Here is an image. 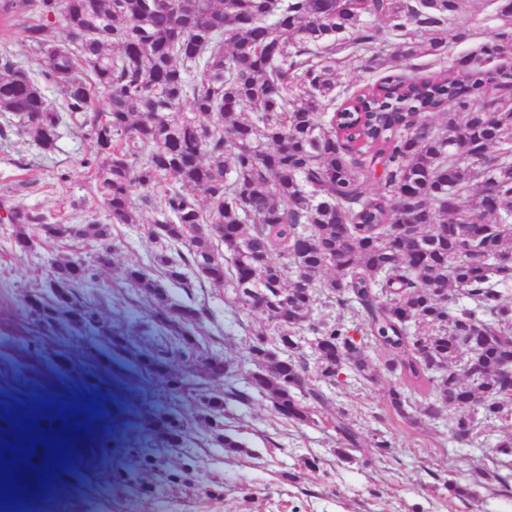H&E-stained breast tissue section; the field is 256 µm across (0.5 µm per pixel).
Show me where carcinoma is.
I'll return each mask as SVG.
<instances>
[{"instance_id": "1", "label": "carcinoma", "mask_w": 512, "mask_h": 512, "mask_svg": "<svg viewBox=\"0 0 512 512\" xmlns=\"http://www.w3.org/2000/svg\"><path fill=\"white\" fill-rule=\"evenodd\" d=\"M463 0H0V18L23 27L33 67L0 56V112L43 150L68 120L87 132L84 160L113 224L136 223L137 205L158 215L150 234L169 252L157 267L127 265L123 279L154 301L159 339L136 352L171 397L204 412L213 441L243 447L224 431V401H250L227 359L197 339L207 309L195 281L224 287L232 311L258 299L280 341L263 332L248 346L251 386L285 420L308 422L324 404L316 385L347 366L371 381L375 369L341 323H313L315 290L353 310L383 366L399 375L390 409L409 416L405 389L423 393V415L446 407L451 433L473 438L471 411L509 421L512 382V0H496L493 36L465 54L450 40ZM66 32L46 35L44 20ZM399 41L398 55L389 53ZM446 67L429 75L411 61ZM498 60L500 64L492 65ZM354 67L369 80L340 81ZM63 91L47 106L40 83ZM103 93L102 106L92 99ZM439 114L442 122L431 117ZM379 188L371 192L368 185ZM10 224H37L47 240L96 243L94 260L58 264L29 305L34 323L91 328L112 346L119 336L79 297L115 252L108 225L48 223L31 210L6 209ZM334 275L320 282L317 276ZM184 289L176 305L170 286ZM465 302H459V298ZM315 335V377L295 358L296 330ZM177 357L224 393L195 389L170 371ZM336 433L359 435L337 412ZM168 448L183 437L175 415L157 419ZM498 461L477 467L469 484L508 490Z\"/></svg>"}]
</instances>
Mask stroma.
<instances>
[{
	"instance_id": "1",
	"label": "stroma",
	"mask_w": 512,
	"mask_h": 512,
	"mask_svg": "<svg viewBox=\"0 0 512 512\" xmlns=\"http://www.w3.org/2000/svg\"><path fill=\"white\" fill-rule=\"evenodd\" d=\"M492 12L490 5L466 0L460 22L469 37L452 43V50L465 53L487 39ZM93 150L85 132L70 124L60 127L49 153L24 134L0 138V215L19 206L50 223L78 213L109 224L83 165ZM155 218L143 209L137 223L109 224L114 255L82 291L101 319L124 333L126 347L118 351L64 330L45 335L24 308L53 264L93 259L91 244L45 240L32 224L27 232L36 247L22 251L15 226L0 222V481L28 477L37 498L62 512H512V492L475 486L468 497L454 498L444 486L449 478L467 483L469 469L492 459L500 429L481 423L470 444L457 442L447 414L423 415L426 398L418 391L409 394L410 419L398 418L387 405L396 378L384 371L367 381L347 369L338 380L321 382L327 403L306 424L280 418L258 393L245 404L226 401V429L245 449L217 446L198 409L163 397L159 383L144 382L131 352L150 342V304L124 284L121 269L130 262L150 264L159 252L148 233ZM196 296L209 313L201 342L230 360L237 388H245L252 335L272 333L271 324L258 311L231 315L223 288L207 284ZM340 408L364 441L342 456L331 426ZM160 410L187 421L190 431L180 447L159 446L150 419ZM24 419L37 420L41 442L22 462L13 448L21 443L16 424ZM60 440L71 445L66 464L40 474L41 466L53 463L50 445ZM372 440L390 445L383 460H369L364 445ZM312 458L317 468L306 467Z\"/></svg>"
}]
</instances>
